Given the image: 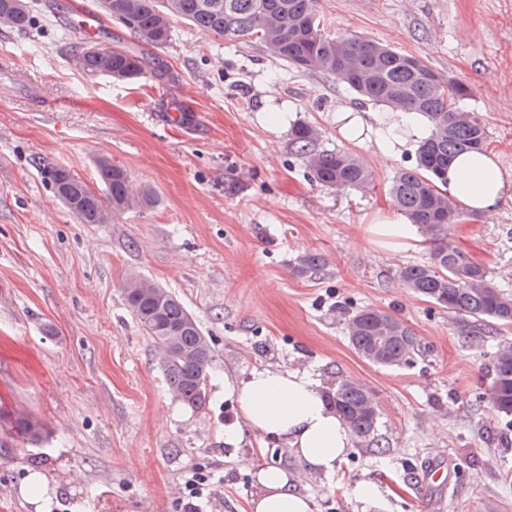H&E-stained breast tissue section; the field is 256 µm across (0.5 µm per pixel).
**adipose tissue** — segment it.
<instances>
[{"label":"adipose tissue","mask_w":512,"mask_h":512,"mask_svg":"<svg viewBox=\"0 0 512 512\" xmlns=\"http://www.w3.org/2000/svg\"><path fill=\"white\" fill-rule=\"evenodd\" d=\"M336 131L348 143H374L383 159L413 152L432 132V123L415 112L393 110L381 114L337 106L332 115ZM449 199L468 211L494 214L512 192V177L503 171L496 154L468 153L448 167L443 185ZM375 234L389 238L399 250L418 240L417 228L395 208L381 211ZM238 416L224 427L225 444H235L242 428L278 440L314 477L335 474L353 446L354 435L328 404L325 391L312 374L293 367L252 371L233 387ZM249 512H315L313 500L296 490L288 467L263 463L256 470Z\"/></svg>","instance_id":"1"}]
</instances>
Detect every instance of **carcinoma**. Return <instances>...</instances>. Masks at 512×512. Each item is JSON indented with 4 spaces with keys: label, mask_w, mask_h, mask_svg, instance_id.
<instances>
[{
    "label": "carcinoma",
    "mask_w": 512,
    "mask_h": 512,
    "mask_svg": "<svg viewBox=\"0 0 512 512\" xmlns=\"http://www.w3.org/2000/svg\"><path fill=\"white\" fill-rule=\"evenodd\" d=\"M99 13L127 30L134 46H93L77 39L71 46L74 64L87 76L134 81L154 70L153 50L169 42L173 24L183 21L197 29L229 39H255L277 59L306 75L329 78L350 89L361 101L431 120L433 131L417 150L415 164L395 172L389 194L395 206L425 237L429 258L399 272L401 285L458 317L472 319L466 343L479 346L495 328L512 327V294L498 287L482 265L469 260L451 241L452 225L461 213L440 188L448 165L458 155L481 151L487 127L459 102L470 94L460 81H448L427 63L415 67V55L373 39L348 34L331 35L322 27L319 0H97ZM44 11L63 28L68 25L64 5L11 0L0 9V26L23 31L34 14ZM318 131L299 123L291 130V145L316 182L338 189L364 190L369 173L357 155L347 151H317ZM102 194L63 167L44 168L53 197L82 224H106L115 212L154 204L147 190L134 188L127 171L101 157L96 161ZM322 255L307 253L297 272L318 271ZM126 307L157 349L168 391L192 407L204 402V383L213 366V348L199 321L172 291L140 274L130 275L123 288ZM347 336L366 362L386 368L412 363L419 348L405 322L376 309L355 312ZM489 400L494 409L512 415V339L500 341L491 358ZM330 403L355 436L364 440L378 428L380 412L373 393L361 381L347 377ZM5 440L38 442L46 434L44 422L23 410H0Z\"/></svg>",
    "instance_id": "carcinoma-1"
}]
</instances>
